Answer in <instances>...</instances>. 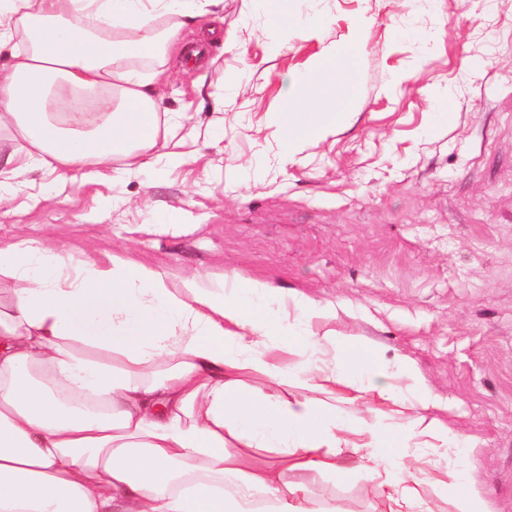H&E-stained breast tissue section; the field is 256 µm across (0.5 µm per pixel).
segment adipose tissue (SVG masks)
I'll return each instance as SVG.
<instances>
[{
    "label": "adipose tissue",
    "mask_w": 512,
    "mask_h": 512,
    "mask_svg": "<svg viewBox=\"0 0 512 512\" xmlns=\"http://www.w3.org/2000/svg\"><path fill=\"white\" fill-rule=\"evenodd\" d=\"M221 0H0V128L26 148L0 177L39 160L79 172L117 158L140 171L158 133L155 71L179 29ZM348 42L315 60L278 121L285 154L342 125ZM0 512H309V472L359 473L388 512H482L452 455L462 436L427 418L415 365L384 373L358 356L336 310L262 282L198 274L169 285L154 269L23 239L0 248ZM247 376L267 391L245 389ZM303 389L282 397L281 389ZM347 391L337 405L336 390ZM379 401L370 420L348 406ZM354 433L356 471L336 464Z\"/></svg>",
    "instance_id": "1"
}]
</instances>
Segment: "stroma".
Masks as SVG:
<instances>
[{"mask_svg":"<svg viewBox=\"0 0 512 512\" xmlns=\"http://www.w3.org/2000/svg\"><path fill=\"white\" fill-rule=\"evenodd\" d=\"M318 33L272 26L264 0H224L165 56L153 182L93 168L55 183L31 167L0 203L20 239L106 252L161 271L259 280L319 307L383 370L410 360L433 416L473 438L458 464L486 512H512V0H282ZM358 97L346 122L288 156L277 140L313 60L348 40ZM201 46L188 58L187 46ZM310 497L386 512L358 481L313 473Z\"/></svg>","mask_w":512,"mask_h":512,"instance_id":"obj_1","label":"stroma"}]
</instances>
